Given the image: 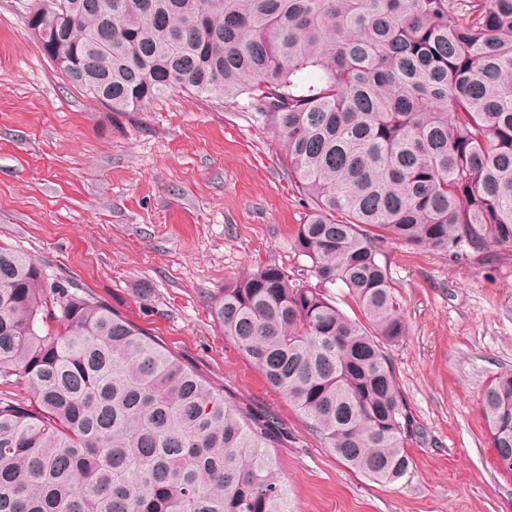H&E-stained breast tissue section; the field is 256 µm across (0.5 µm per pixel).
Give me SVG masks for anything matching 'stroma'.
<instances>
[{
    "label": "stroma",
    "instance_id": "obj_1",
    "mask_svg": "<svg viewBox=\"0 0 512 512\" xmlns=\"http://www.w3.org/2000/svg\"><path fill=\"white\" fill-rule=\"evenodd\" d=\"M26 0H0V243L106 301L225 398L274 414L272 449L296 512H512L479 409L512 372V255L380 242L409 334L389 347L410 416V479L343 464L211 312L228 283L271 263L315 284L295 246L308 209L283 141L245 98L168 94L111 112L28 35Z\"/></svg>",
    "mask_w": 512,
    "mask_h": 512
}]
</instances>
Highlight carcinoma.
Returning <instances> with one entry per match:
<instances>
[{
	"instance_id": "cac0c4a2",
	"label": "carcinoma",
	"mask_w": 512,
	"mask_h": 512,
	"mask_svg": "<svg viewBox=\"0 0 512 512\" xmlns=\"http://www.w3.org/2000/svg\"><path fill=\"white\" fill-rule=\"evenodd\" d=\"M53 65L111 112L245 95L309 203L317 285L266 265L213 320L348 466L411 476L386 347L408 336L377 242L512 253V0H44ZM342 283L359 316L326 293ZM0 512H294L270 416L0 244ZM480 408L512 476V373Z\"/></svg>"
}]
</instances>
